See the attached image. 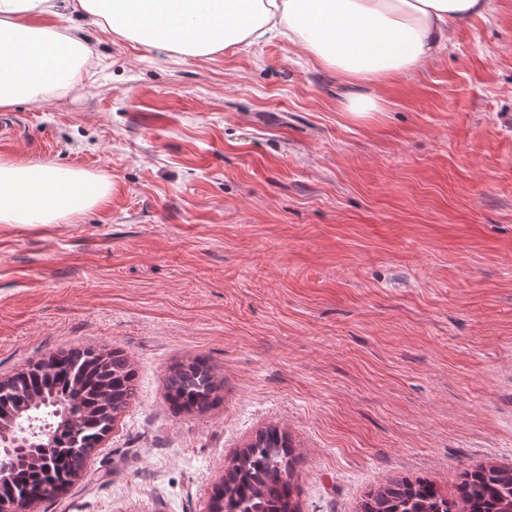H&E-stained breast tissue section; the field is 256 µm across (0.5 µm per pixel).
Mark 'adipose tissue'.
Returning <instances> with one entry per match:
<instances>
[{"mask_svg": "<svg viewBox=\"0 0 512 512\" xmlns=\"http://www.w3.org/2000/svg\"><path fill=\"white\" fill-rule=\"evenodd\" d=\"M487 10L488 0H0V108L81 80L93 50L51 20L88 17L122 39L196 58L283 33L343 75L346 109L364 117L381 109L364 86L421 69L452 20ZM110 192L107 178L81 169L0 156V224H64Z\"/></svg>", "mask_w": 512, "mask_h": 512, "instance_id": "ef3b65f1", "label": "adipose tissue"}]
</instances>
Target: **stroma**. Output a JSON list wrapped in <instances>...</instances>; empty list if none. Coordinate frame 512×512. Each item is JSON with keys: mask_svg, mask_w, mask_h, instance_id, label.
<instances>
[{"mask_svg": "<svg viewBox=\"0 0 512 512\" xmlns=\"http://www.w3.org/2000/svg\"><path fill=\"white\" fill-rule=\"evenodd\" d=\"M81 27L94 57L8 109L0 156L108 177L66 224H0V379L117 350L137 393L32 512H211L233 458L287 433L299 512L403 477L512 465V0L423 68L348 85L281 36L193 58ZM202 357L207 413L166 376Z\"/></svg>", "mask_w": 512, "mask_h": 512, "instance_id": "35a3bbf8", "label": "stroma"}]
</instances>
